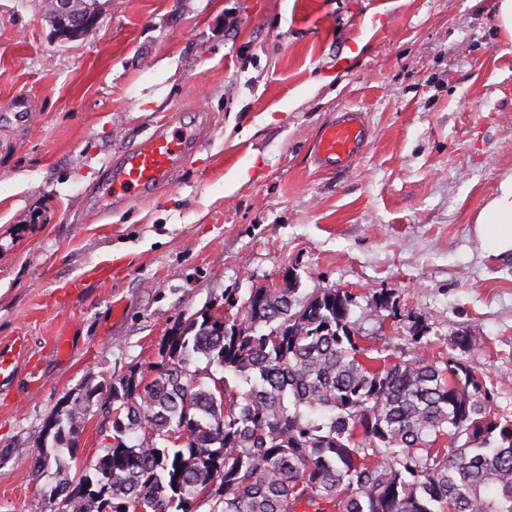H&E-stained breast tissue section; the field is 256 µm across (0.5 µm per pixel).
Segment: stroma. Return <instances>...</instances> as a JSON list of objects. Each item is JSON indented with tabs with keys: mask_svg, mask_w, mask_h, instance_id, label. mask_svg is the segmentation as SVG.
I'll return each instance as SVG.
<instances>
[{
	"mask_svg": "<svg viewBox=\"0 0 512 512\" xmlns=\"http://www.w3.org/2000/svg\"><path fill=\"white\" fill-rule=\"evenodd\" d=\"M97 9L96 29L66 40L46 0H0V344L28 343L0 384V512H53L58 478L32 461L63 398L153 376L172 327L287 270L298 297L351 292L366 348L390 361L461 354L495 416L512 417V253L473 234L512 175V40L495 0ZM346 109L366 115L368 144L321 170L313 143ZM170 116L201 130L192 164L113 207L100 188L115 154ZM458 335L477 342L458 352ZM107 424L87 411L69 476L92 471Z\"/></svg>",
	"mask_w": 512,
	"mask_h": 512,
	"instance_id": "stroma-1",
	"label": "stroma"
}]
</instances>
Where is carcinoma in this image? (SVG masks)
<instances>
[{
	"mask_svg": "<svg viewBox=\"0 0 512 512\" xmlns=\"http://www.w3.org/2000/svg\"><path fill=\"white\" fill-rule=\"evenodd\" d=\"M352 303L340 288L298 300L288 279L251 289L234 315L192 316L151 378L132 371L59 404L35 476L77 445L104 398L112 442L93 474L59 479L66 512H512V420L490 418L488 391L458 358L367 356ZM195 354L224 376L189 373ZM318 410L328 421L307 416Z\"/></svg>",
	"mask_w": 512,
	"mask_h": 512,
	"instance_id": "1",
	"label": "carcinoma"
}]
</instances>
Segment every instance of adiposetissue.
<instances>
[{
    "instance_id": "ef3b65f1",
    "label": "adipose tissue",
    "mask_w": 512,
    "mask_h": 512,
    "mask_svg": "<svg viewBox=\"0 0 512 512\" xmlns=\"http://www.w3.org/2000/svg\"><path fill=\"white\" fill-rule=\"evenodd\" d=\"M474 233L493 255L512 252V176L504 178L476 217Z\"/></svg>"
}]
</instances>
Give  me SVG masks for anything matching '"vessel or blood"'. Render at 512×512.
<instances>
[{"mask_svg":"<svg viewBox=\"0 0 512 512\" xmlns=\"http://www.w3.org/2000/svg\"><path fill=\"white\" fill-rule=\"evenodd\" d=\"M367 140L362 113L344 111L322 130L314 146L315 160L330 169L345 167L363 151ZM199 147L197 134L167 123L160 125L138 144L119 153L110 169L106 196L120 204L151 197L158 186L191 162ZM24 348L20 337L9 347H0V382L15 373Z\"/></svg>","mask_w":512,"mask_h":512,"instance_id":"obj_1","label":"vessel or blood"}]
</instances>
